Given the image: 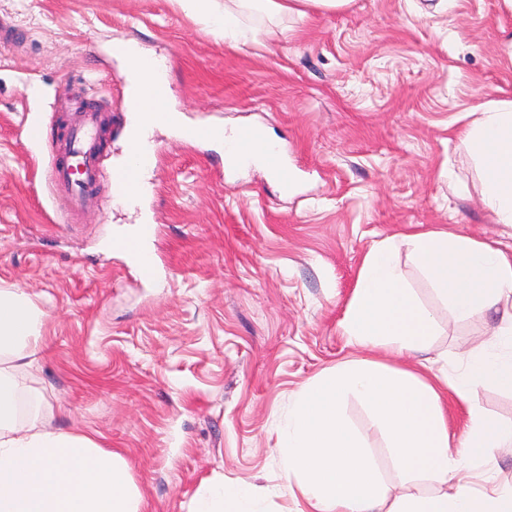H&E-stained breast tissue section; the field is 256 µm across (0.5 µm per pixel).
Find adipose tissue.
Here are the masks:
<instances>
[{
	"mask_svg": "<svg viewBox=\"0 0 512 512\" xmlns=\"http://www.w3.org/2000/svg\"><path fill=\"white\" fill-rule=\"evenodd\" d=\"M239 2L271 16H302L310 8L341 9L350 0ZM121 58L129 99L139 98L144 78L155 87L145 111L131 114L127 136L143 125H161L181 137L212 139V128L187 124L172 107L166 69L144 59L132 42L124 43ZM459 142L481 169L484 206L498 223L512 226V100L487 102ZM404 243L453 314L483 309L512 293V251L445 230L410 234ZM341 327L354 342L424 350L434 317L405 282L389 242L369 250ZM41 332L42 313L30 296L1 288L0 512H139L140 493L120 453L88 436L53 429L39 413L22 414L23 397L44 400L43 394H30L23 380L37 365ZM486 384L512 387V328L463 355L452 376L441 370L428 380L373 360L344 364L296 398L282 435L284 463L299 476L313 512H512V487L477 492L463 474L495 447L504 428L473 405L459 448L450 445L443 391L464 398ZM350 396L365 403L385 429L393 465L407 483L403 494L391 496L361 439L348 428L341 404ZM192 512L260 510L251 488L229 495L213 483Z\"/></svg>",
	"mask_w": 512,
	"mask_h": 512,
	"instance_id": "obj_1",
	"label": "adipose tissue"
}]
</instances>
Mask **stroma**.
<instances>
[{
  "label": "stroma",
  "mask_w": 512,
  "mask_h": 512,
  "mask_svg": "<svg viewBox=\"0 0 512 512\" xmlns=\"http://www.w3.org/2000/svg\"><path fill=\"white\" fill-rule=\"evenodd\" d=\"M252 29L231 43L176 0H0L17 27L0 52V289L45 313L40 364L54 429L120 451L141 512H188L204 482L252 485L262 512H311L283 462L296 396L354 360L398 370L455 369L512 325V298L454 316L400 250L403 275L438 328L425 351L354 345L340 323L377 242L448 230L512 249V227L481 202L482 176L459 143L464 111L512 100V8L503 0H351L306 17L268 16L213 0ZM133 40L164 61L186 121L257 126L286 156L290 191L259 169L226 172L224 147L154 131L157 165L143 208L109 181L76 222L47 183L70 109L105 110V166L124 153L129 102L112 55ZM39 113L48 143L20 132ZM149 216L153 279L115 248ZM360 434L392 495L403 491L386 435L350 398Z\"/></svg>",
  "instance_id": "obj_1"
}]
</instances>
